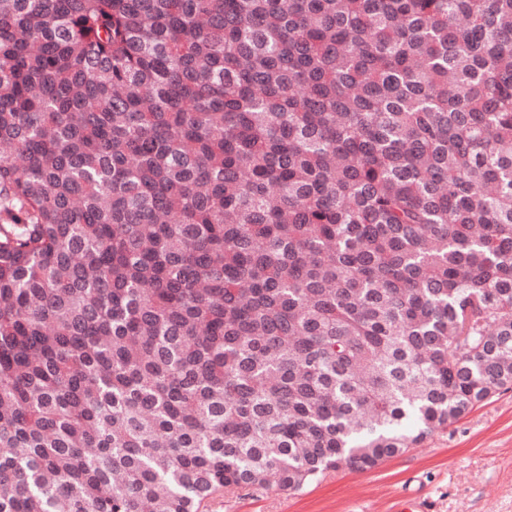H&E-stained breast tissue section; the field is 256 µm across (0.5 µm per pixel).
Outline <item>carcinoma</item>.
<instances>
[{"label": "carcinoma", "instance_id": "obj_1", "mask_svg": "<svg viewBox=\"0 0 512 512\" xmlns=\"http://www.w3.org/2000/svg\"><path fill=\"white\" fill-rule=\"evenodd\" d=\"M512 388V0H0V512H204Z\"/></svg>", "mask_w": 512, "mask_h": 512}]
</instances>
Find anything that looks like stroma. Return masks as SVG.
Instances as JSON below:
<instances>
[{"instance_id":"35a3bbf8","label":"stroma","mask_w":512,"mask_h":512,"mask_svg":"<svg viewBox=\"0 0 512 512\" xmlns=\"http://www.w3.org/2000/svg\"><path fill=\"white\" fill-rule=\"evenodd\" d=\"M512 512V389L377 468H342L298 492L236 488L206 512Z\"/></svg>"}]
</instances>
